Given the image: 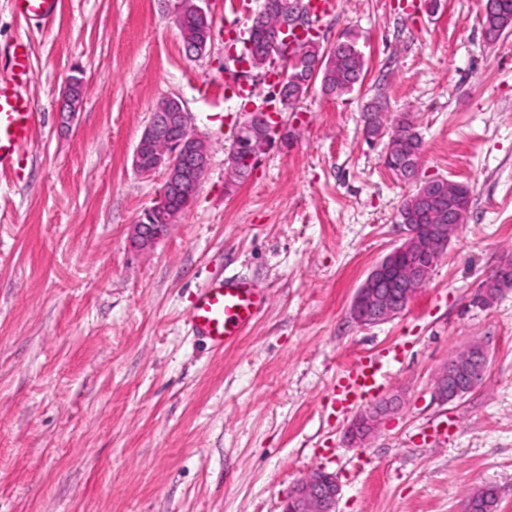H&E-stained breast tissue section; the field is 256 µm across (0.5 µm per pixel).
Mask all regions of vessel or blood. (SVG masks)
I'll list each match as a JSON object with an SVG mask.
<instances>
[{
  "instance_id": "b4317fda",
  "label": "vessel or blood",
  "mask_w": 512,
  "mask_h": 512,
  "mask_svg": "<svg viewBox=\"0 0 512 512\" xmlns=\"http://www.w3.org/2000/svg\"><path fill=\"white\" fill-rule=\"evenodd\" d=\"M15 9L28 17H52L59 0H12ZM250 28L247 23L234 22L224 27V60L226 68L236 77L231 94L243 101L253 98V87L241 75L250 68L248 50ZM12 79L0 83V171L10 169L19 160L35 131V112L29 96L21 88L33 80L30 50L17 43L12 56ZM268 303L264 289L252 281L226 276L208 281L200 287L189 311L188 323L193 335L206 339L212 350L223 351L235 344L251 327ZM384 360L366 356L345 372L337 393L342 406L375 398L383 387Z\"/></svg>"
}]
</instances>
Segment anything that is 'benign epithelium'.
I'll use <instances>...</instances> for the list:
<instances>
[{
  "instance_id": "7a95c632",
  "label": "benign epithelium",
  "mask_w": 512,
  "mask_h": 512,
  "mask_svg": "<svg viewBox=\"0 0 512 512\" xmlns=\"http://www.w3.org/2000/svg\"><path fill=\"white\" fill-rule=\"evenodd\" d=\"M83 89L76 79L63 89L59 112L69 118L79 109ZM263 121L264 142L267 148L275 132L265 116L249 113L239 127L236 142L252 132V121ZM208 146L188 129L186 112L181 103L168 98L153 112L132 156V166L141 176L152 177L164 170L165 179L158 190L155 203L133 225L132 242L146 249L159 240L176 222L184 209L168 205L167 191L174 189L192 202L206 171ZM468 214L466 209H452L438 216L439 223L431 225L427 235L408 232L405 240L377 263L357 290L351 305L353 319L364 326L386 322L403 311L413 293L415 282L428 279L431 271L447 248L448 243ZM488 352L481 341H474L464 351L463 359L446 364L435 381V396L451 402L463 394L465 382L476 384V376L484 373ZM394 400L382 401L358 414L348 426L350 442L360 446L374 432L379 418L391 409ZM340 493L336 476L319 470L300 479L285 502L283 512H336Z\"/></svg>"
}]
</instances>
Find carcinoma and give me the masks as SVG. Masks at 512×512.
I'll use <instances>...</instances> for the list:
<instances>
[{
    "instance_id": "carcinoma-1",
    "label": "carcinoma",
    "mask_w": 512,
    "mask_h": 512,
    "mask_svg": "<svg viewBox=\"0 0 512 512\" xmlns=\"http://www.w3.org/2000/svg\"><path fill=\"white\" fill-rule=\"evenodd\" d=\"M302 0H263L259 11L253 16L249 52L253 66L261 68L277 58L273 43L277 38L276 27L280 23L289 3ZM182 28L194 34L201 44L211 40L212 23L204 24L192 12H184ZM484 36L494 41L512 32V0H485L482 17ZM288 69L286 96L297 101L308 92L313 81L320 80L321 91L328 95L340 96L352 91L361 83L365 75V60L357 41L348 33L336 38V45L328 48L316 39L295 49L293 62L282 60ZM364 132L369 138L389 136L385 166L394 174L409 170L420 162L422 140L412 121L403 117L397 120L392 130H387L384 107L378 101L365 106L363 112ZM228 166L233 181L245 180L252 166L241 153H231ZM451 205H471L469 187L463 184H442L431 193L429 199L419 202L416 194H411L399 210V223L413 224L422 232L429 223L428 213L446 209ZM511 271L497 272L491 279L489 291L496 296L507 288H512V259L507 260Z\"/></svg>"
}]
</instances>
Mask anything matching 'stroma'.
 Here are the masks:
<instances>
[{
  "label": "stroma",
  "mask_w": 512,
  "mask_h": 512,
  "mask_svg": "<svg viewBox=\"0 0 512 512\" xmlns=\"http://www.w3.org/2000/svg\"><path fill=\"white\" fill-rule=\"evenodd\" d=\"M177 0H61L55 16L0 0V80L17 42L38 125L23 167L0 173V512H282L296 482L336 475V512H464L483 484L512 512V288L484 285L512 257V34L487 42L484 0H335L315 28L325 45L353 31L365 78L336 97L312 86L272 114L273 147L228 182L227 158L251 105L230 99L229 0H196L213 23L190 56ZM80 75L73 119L58 112ZM177 99L209 146L191 205L152 247L131 226L162 174L132 167L159 102ZM408 114L421 178L469 186L467 220L426 284L391 320L350 308L370 269L400 245L411 191L363 133L371 101ZM269 293L233 347L189 331L197 289L219 276ZM485 343L481 383L443 403L449 357ZM396 351L382 399L397 403L362 446L345 431L359 407L332 405L356 360Z\"/></svg>",
  "instance_id": "stroma-1"
}]
</instances>
